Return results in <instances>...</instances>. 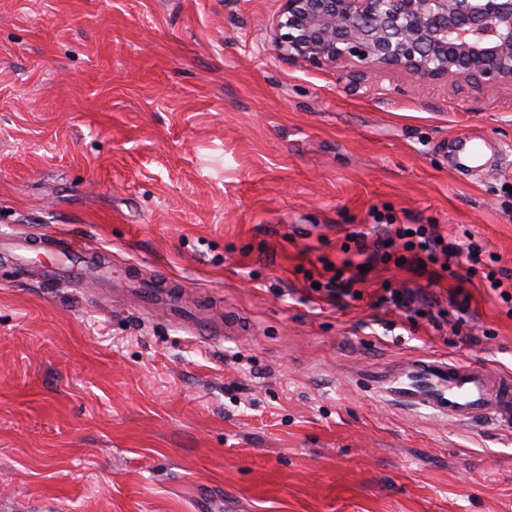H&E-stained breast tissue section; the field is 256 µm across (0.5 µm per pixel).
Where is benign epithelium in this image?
<instances>
[{"label": "benign epithelium", "mask_w": 512, "mask_h": 512, "mask_svg": "<svg viewBox=\"0 0 512 512\" xmlns=\"http://www.w3.org/2000/svg\"><path fill=\"white\" fill-rule=\"evenodd\" d=\"M281 2L269 41L290 62L512 90V0Z\"/></svg>", "instance_id": "1"}]
</instances>
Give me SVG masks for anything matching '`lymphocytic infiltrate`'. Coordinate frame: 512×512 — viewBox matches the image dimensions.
<instances>
[{
	"label": "lymphocytic infiltrate",
	"mask_w": 512,
	"mask_h": 512,
	"mask_svg": "<svg viewBox=\"0 0 512 512\" xmlns=\"http://www.w3.org/2000/svg\"><path fill=\"white\" fill-rule=\"evenodd\" d=\"M364 231H352L345 237L343 250L345 259L338 264L324 262L327 274L320 284L321 292L335 299L357 297L356 286L364 282L365 269L379 263H404L416 274H425L434 265H452L466 262L469 269L485 267V280L491 290L497 292L503 302H512V279L504 280L495 266L496 256H487L476 241L461 243L452 239L438 240L432 225L394 224L379 241L375 252H367Z\"/></svg>",
	"instance_id": "1"
}]
</instances>
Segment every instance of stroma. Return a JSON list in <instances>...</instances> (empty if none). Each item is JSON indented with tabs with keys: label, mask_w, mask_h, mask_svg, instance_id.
Segmentation results:
<instances>
[{
	"label": "stroma",
	"mask_w": 512,
	"mask_h": 512,
	"mask_svg": "<svg viewBox=\"0 0 512 512\" xmlns=\"http://www.w3.org/2000/svg\"><path fill=\"white\" fill-rule=\"evenodd\" d=\"M281 0H0V238L76 230L223 339L0 256V512H512V431L385 402L368 370L512 373V307L380 264L310 289L354 225L473 235L512 275V91L282 59ZM473 138L489 163L452 167ZM415 290V315L376 307ZM468 299L461 326L446 317Z\"/></svg>",
	"instance_id": "stroma-1"
}]
</instances>
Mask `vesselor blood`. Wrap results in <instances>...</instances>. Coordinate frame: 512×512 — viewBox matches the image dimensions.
Masks as SVG:
<instances>
[{
	"instance_id": "b4317fda",
	"label": "vessel or blood",
	"mask_w": 512,
	"mask_h": 512,
	"mask_svg": "<svg viewBox=\"0 0 512 512\" xmlns=\"http://www.w3.org/2000/svg\"><path fill=\"white\" fill-rule=\"evenodd\" d=\"M15 259L32 263L39 256L64 255L67 266L54 267L52 279L84 284L94 280L91 272H81L88 245L83 237L66 232L33 233L10 241ZM165 275L140 277L135 287L150 306L167 310L171 320L185 330L195 321L179 311V304L164 288ZM393 404L408 409H426L437 417L459 425L490 422L512 429V377L490 374L471 363L450 358L420 356L381 370L371 380Z\"/></svg>"
}]
</instances>
